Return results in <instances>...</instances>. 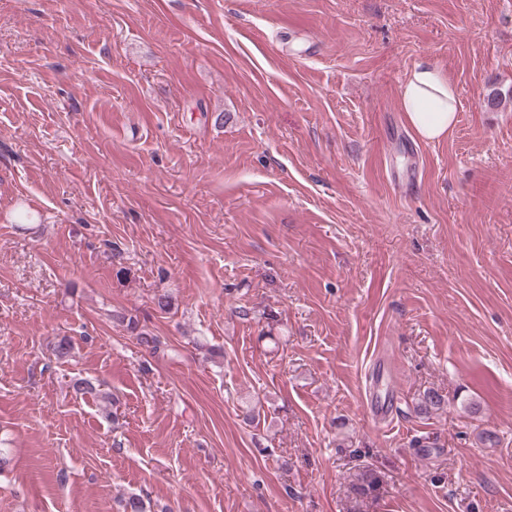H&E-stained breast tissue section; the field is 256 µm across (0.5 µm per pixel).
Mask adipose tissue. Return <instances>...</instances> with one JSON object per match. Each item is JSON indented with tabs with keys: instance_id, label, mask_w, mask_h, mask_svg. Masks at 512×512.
Returning <instances> with one entry per match:
<instances>
[{
	"instance_id": "adipose-tissue-1",
	"label": "adipose tissue",
	"mask_w": 512,
	"mask_h": 512,
	"mask_svg": "<svg viewBox=\"0 0 512 512\" xmlns=\"http://www.w3.org/2000/svg\"><path fill=\"white\" fill-rule=\"evenodd\" d=\"M400 105L416 135L433 142L447 138L457 121L455 83L437 65L415 64L400 87Z\"/></svg>"
}]
</instances>
